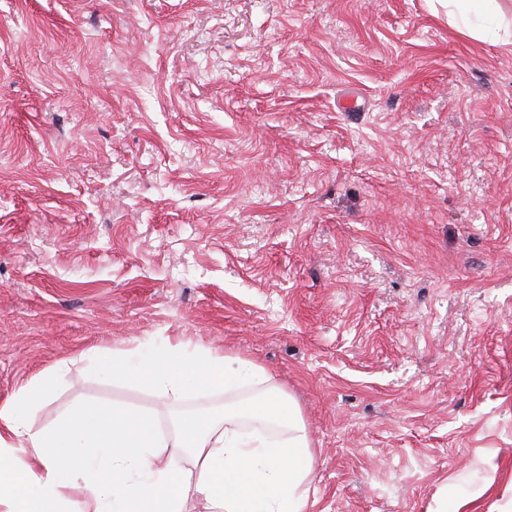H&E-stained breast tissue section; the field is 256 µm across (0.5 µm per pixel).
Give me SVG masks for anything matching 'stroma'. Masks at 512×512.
<instances>
[{
  "label": "stroma",
  "mask_w": 512,
  "mask_h": 512,
  "mask_svg": "<svg viewBox=\"0 0 512 512\" xmlns=\"http://www.w3.org/2000/svg\"><path fill=\"white\" fill-rule=\"evenodd\" d=\"M144 336L274 376L309 512H512V51L441 0H0V403L167 414L80 358Z\"/></svg>",
  "instance_id": "obj_1"
}]
</instances>
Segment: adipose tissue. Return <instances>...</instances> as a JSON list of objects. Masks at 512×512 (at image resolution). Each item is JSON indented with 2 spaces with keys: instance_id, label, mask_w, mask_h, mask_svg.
Instances as JSON below:
<instances>
[{
  "instance_id": "adipose-tissue-1",
  "label": "adipose tissue",
  "mask_w": 512,
  "mask_h": 512,
  "mask_svg": "<svg viewBox=\"0 0 512 512\" xmlns=\"http://www.w3.org/2000/svg\"><path fill=\"white\" fill-rule=\"evenodd\" d=\"M448 23L512 46L500 0H448ZM85 357L100 377L148 386L169 406L201 394L224 406L162 433L153 413L80 403L34 430L30 414L59 384L58 370L41 373L0 404V512H309L311 440L265 368L161 337Z\"/></svg>"
}]
</instances>
